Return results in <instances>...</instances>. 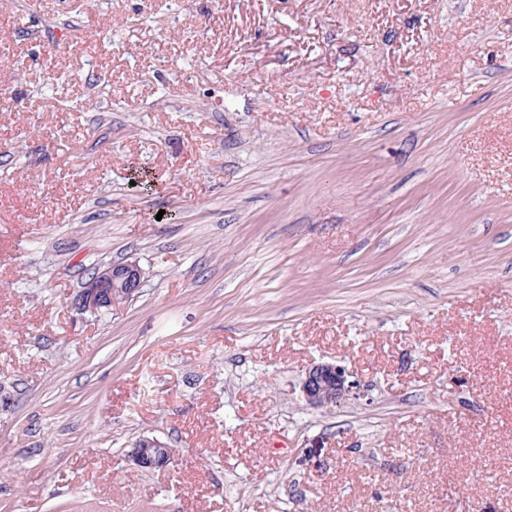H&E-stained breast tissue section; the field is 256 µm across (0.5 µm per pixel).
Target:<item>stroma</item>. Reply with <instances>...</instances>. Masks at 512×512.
<instances>
[{"label": "stroma", "instance_id": "1", "mask_svg": "<svg viewBox=\"0 0 512 512\" xmlns=\"http://www.w3.org/2000/svg\"><path fill=\"white\" fill-rule=\"evenodd\" d=\"M0 512H512V0H0ZM144 274L143 269L133 262L100 266L85 282L77 304L85 311L112 309V306L138 294ZM353 373L335 363L311 365L301 382V392L312 407L336 405L359 389L357 380H350ZM173 457L172 448H168ZM168 450L156 438H140L128 454L127 460L141 470L166 468L168 465Z\"/></svg>", "mask_w": 512, "mask_h": 512}]
</instances>
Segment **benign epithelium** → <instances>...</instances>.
Wrapping results in <instances>:
<instances>
[{"label": "benign epithelium", "mask_w": 512, "mask_h": 512, "mask_svg": "<svg viewBox=\"0 0 512 512\" xmlns=\"http://www.w3.org/2000/svg\"><path fill=\"white\" fill-rule=\"evenodd\" d=\"M144 282V271L136 263H118L100 266L85 282L77 299L78 306L87 311L110 309L138 294ZM359 389L352 373L335 363L311 365L301 382V392L312 407L333 406ZM127 460L141 470L165 468L168 450L155 438L139 439Z\"/></svg>", "instance_id": "benign-epithelium-1"}]
</instances>
